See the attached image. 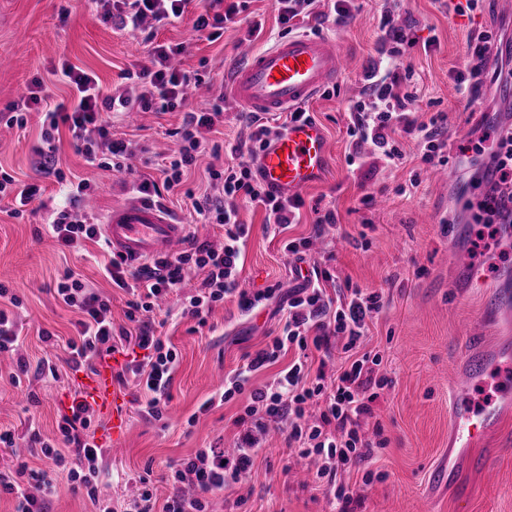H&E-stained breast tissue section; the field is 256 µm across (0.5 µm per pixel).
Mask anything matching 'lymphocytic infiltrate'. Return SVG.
<instances>
[{
	"mask_svg": "<svg viewBox=\"0 0 512 512\" xmlns=\"http://www.w3.org/2000/svg\"><path fill=\"white\" fill-rule=\"evenodd\" d=\"M187 3L188 0H113L112 9L105 17L121 27L138 30L148 19L160 24L181 18ZM381 28L383 42L392 47L389 57L395 71L386 75L375 67L367 71L363 96L350 108L349 135L358 143L374 142L387 164L393 165L404 158L396 134L413 133L421 144V163L431 167L447 164V143L443 138L445 115L436 112L428 121L417 122L416 95L399 92V71L404 67L400 46L405 43L406 35L397 25L394 12H385ZM491 41L492 35L487 31L470 36V61L454 77L466 104H473L484 93ZM182 51L179 45H156L151 51L150 67L137 74L135 85L109 94L103 93L96 76L63 65L62 74L72 88L68 105L51 109L42 106L37 95L28 98L30 104L41 109L43 137L37 150L40 171L49 175L59 172L54 133L63 124L88 163H95L99 154L104 153L110 157L112 169H124L133 153L132 143L113 138L110 116L134 107L144 112H164L185 101L192 78L174 63ZM225 101V95L221 94L210 109L186 112L176 131L180 148L164 170L163 183L137 181L131 185L132 192L146 201L161 197L163 191L181 185L185 173L202 154H218L220 146L210 135L223 117ZM244 119L250 135L234 148L239 163L227 168H209V176L220 193L193 202L195 212L206 223L223 228L222 247L198 241L190 234L186 237V248L173 257L147 259L135 265L111 258L103 270L113 284L129 295L125 313L129 325L118 331L112 327L110 304L73 274H65L55 288L56 297L78 315L79 338L67 344L69 366L90 369L96 361L126 346H137L144 352L142 359L125 364L115 379L122 384L130 380L137 382L145 394L143 411L156 420L161 419L169 400L168 388L177 364L172 345L156 334L153 314L158 300L176 292L194 273L201 274L202 279L195 291L181 302V315L185 318L205 322L218 304L233 295L237 296L241 310L247 313L273 299L276 288L251 293L240 286L239 243L247 228L237 219V205L242 202L263 209L268 223L284 229L299 220L305 205L300 195H274L259 181L255 162L268 139L278 135L279 130L262 121L255 112L245 113ZM492 165L498 179L486 190L472 220L477 224H511L512 137L497 139ZM60 185L66 204L48 224L51 237L59 246L75 252L83 251L90 241L104 244L100 225L78 210L79 204L93 193V185L79 178L61 180ZM331 279L329 269L322 268L316 270L313 282L292 291L281 335L246 355L244 365L225 378L222 401H230L245 392L250 395L243 415L236 419L237 457L228 461L223 449L203 448L194 457L171 464V492L162 502L154 495L150 480L140 477L141 488L130 499L126 512H213L211 495L249 475L261 451L256 435L273 426L286 432L288 441L297 444L300 457L315 465V481L324 486L338 512H349L354 491L351 486L338 482V472L365 468L375 449L385 445L382 429H375L373 438L369 439L362 428L363 418L371 412L373 390L380 384L375 368L381 359L379 355L360 350L368 330L367 321L380 312L382 303L379 293L364 288H352L337 299H330L323 285ZM336 345L341 347L345 359L335 375L311 368L308 363L311 354L329 358ZM291 350L296 356L279 372L274 384L249 389L252 373L275 364ZM92 423L90 405L77 394L58 422L64 448L44 440L39 431H31L32 453L47 459L50 467L35 470L22 462L15 470H0V493L14 497L15 512H48L47 496L61 478L72 488L85 490L94 512H112L99 488L103 450L90 433ZM31 481L42 489V496L29 493L27 484ZM188 481L197 488L195 496L188 497L182 492L183 484Z\"/></svg>",
	"mask_w": 512,
	"mask_h": 512,
	"instance_id": "1",
	"label": "lymphocytic infiltrate"
}]
</instances>
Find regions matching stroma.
Returning <instances> with one entry per match:
<instances>
[{
  "label": "stroma",
  "instance_id": "stroma-1",
  "mask_svg": "<svg viewBox=\"0 0 512 512\" xmlns=\"http://www.w3.org/2000/svg\"><path fill=\"white\" fill-rule=\"evenodd\" d=\"M385 0H353V19L341 25L324 23L323 36L343 46L347 68L337 80L336 94L319 93L308 104L311 117L326 130L330 159L324 174L301 191L305 200L299 224L283 232L265 224V213L240 206L238 219L249 232L240 258V283L251 291L278 285L279 296L252 312H242L236 299H226L207 318L206 325L171 315L158 335L167 337L178 353L169 386L170 401L161 420L139 410L140 391L134 383L116 386L124 413V431L105 436L107 421L95 418L96 440L105 450L103 466L110 471L103 492L114 512H124L128 494L139 475L150 474L158 497L171 491L169 466L190 458L202 448L235 444L234 419L248 403L247 395L210 405L224 379L243 363L245 353L265 346L283 327L281 306L301 287L295 261L282 248L284 240L314 236V258L324 262L337 287L354 285L379 292L383 308L369 322L366 350L378 353L376 368L384 386L375 390L372 414L364 430L381 424L388 440L376 449L370 465L372 481L363 485L359 472H345L341 481L357 486L362 504L354 512H512V450L499 449L496 438L481 446L486 456L483 473L458 468L449 483L432 484L431 473L448 462V398L463 365L461 352L472 330H481L483 347L495 355L512 345V324L496 320L487 310L492 289L512 284V240L490 236L486 225L473 223L466 200H480L483 183L473 177V148H492L512 101L502 87L512 72L502 62L512 60V9L499 0H481L465 16L446 13L437 0H398L396 16L408 38L406 61L414 77L412 89L420 101L418 121L428 111L445 113L448 162L421 164L419 140L401 134L402 164L390 167L370 141L360 147L362 162L348 165L350 149L348 107L364 89L366 71L382 60L378 51L379 22ZM204 9L192 0L178 21L161 27L155 41L105 21L96 0H0V113L37 88L51 105L67 102L71 89L60 73L61 62L95 74L104 92L123 86L125 73L139 72L150 63L154 42L183 45L175 63L199 73L203 81L192 88L188 106L207 107L228 83L233 68L284 39L276 0H251L241 21L227 25L213 41L193 29ZM265 20L263 32L248 37L254 16ZM484 29L493 35L487 67L493 80L470 109H463L453 75L465 69L468 37ZM182 109L147 112L141 119L113 114L116 137L132 140L135 156L125 173L92 166L78 153L68 129H60L55 145L65 177L96 184L93 214H107L115 205L133 200L127 185L141 178L163 181L162 167L179 148L172 130L182 122ZM41 121L30 112L25 127L0 121V170L26 182H41L42 204H31L12 215L11 199L0 200V284L21 300L14 314L22 327L17 350L0 354V430L11 431L16 444L28 446L31 429L43 439L59 437L58 420L79 385V373L68 367L66 345L76 338V314L60 303L54 289L66 271H73L112 307V321L126 323L127 294L101 271L108 254L88 244L87 255L62 251L46 231L53 210L61 203L56 178H40L34 150L40 146ZM211 156H203L184 184V192L163 195L162 202L182 224L198 225L199 240H220L222 229L201 224L193 198L216 194L207 178ZM333 210L336 224L314 234L315 211ZM462 252L474 279L459 275L452 256ZM57 363L59 380L26 379L14 385L11 373L19 360ZM273 445L256 460L251 474L220 495L222 512H328V497L314 480L301 481L288 473L295 450L284 434L273 433ZM472 486L476 495L464 500L457 490Z\"/></svg>",
  "mask_w": 512,
  "mask_h": 512
}]
</instances>
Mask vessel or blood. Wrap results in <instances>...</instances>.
I'll list each match as a JSON object with an SVG mask.
<instances>
[{
    "label": "vessel or blood",
    "instance_id": "b4317fda",
    "mask_svg": "<svg viewBox=\"0 0 512 512\" xmlns=\"http://www.w3.org/2000/svg\"><path fill=\"white\" fill-rule=\"evenodd\" d=\"M345 56L331 38L292 36L251 55L236 68L230 81L231 98L251 112H288L306 106L326 86L344 73ZM329 159L324 128L314 120L289 123L272 137L258 160L257 174L267 190L293 194L313 182ZM103 233L114 255L135 263L163 258L178 249L187 234L171 212L156 202L129 201L113 207L104 218ZM479 334H471L465 351L467 370L457 378L449 399L451 425L448 446L458 452L456 461L477 471L484 459L475 448L498 425L508 398L475 404L470 390L486 373L487 359L480 355ZM82 393L100 407H111L112 375L103 371L87 377Z\"/></svg>",
    "mask_w": 512,
    "mask_h": 512
}]
</instances>
